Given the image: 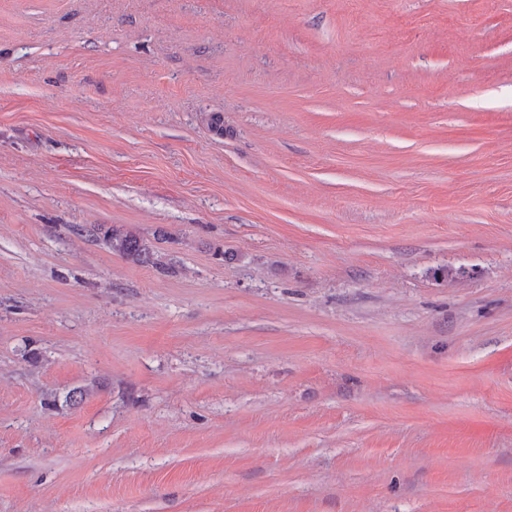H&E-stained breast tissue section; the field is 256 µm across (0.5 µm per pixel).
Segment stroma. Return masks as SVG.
I'll return each mask as SVG.
<instances>
[{
  "mask_svg": "<svg viewBox=\"0 0 512 512\" xmlns=\"http://www.w3.org/2000/svg\"><path fill=\"white\" fill-rule=\"evenodd\" d=\"M0 512H512V0H0ZM112 251L135 263H146L151 256L149 246L132 231L112 226L103 234Z\"/></svg>",
  "mask_w": 512,
  "mask_h": 512,
  "instance_id": "35a3bbf8",
  "label": "stroma"
}]
</instances>
